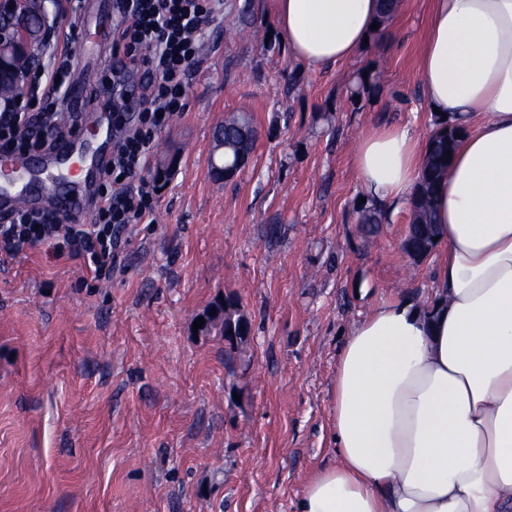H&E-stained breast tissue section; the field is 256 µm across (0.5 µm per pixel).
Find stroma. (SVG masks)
I'll return each instance as SVG.
<instances>
[{"label": "stroma", "instance_id": "obj_1", "mask_svg": "<svg viewBox=\"0 0 512 512\" xmlns=\"http://www.w3.org/2000/svg\"><path fill=\"white\" fill-rule=\"evenodd\" d=\"M224 3L145 172L155 221L123 236L111 282L43 247L0 265V512H295L335 461L330 390L353 325L434 293L435 256L401 249L409 205L359 232L354 165L372 125L433 130L430 0H400L355 59L318 71L290 54L273 0ZM95 53L75 41L67 85L103 96ZM233 112L258 138L224 182L207 165ZM227 296L251 323L235 350L193 331Z\"/></svg>", "mask_w": 512, "mask_h": 512}]
</instances>
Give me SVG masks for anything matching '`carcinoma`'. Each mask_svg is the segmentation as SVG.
<instances>
[{"mask_svg":"<svg viewBox=\"0 0 512 512\" xmlns=\"http://www.w3.org/2000/svg\"><path fill=\"white\" fill-rule=\"evenodd\" d=\"M216 132L224 135V160L227 163L236 159L240 146L244 145L250 150L254 147L255 130L251 116L246 113H237L225 119ZM458 132V128L448 123L438 122L429 139L426 162L411 201L412 220L402 243L403 251L415 263L427 258L436 247L433 241L437 236L433 198L438 184L448 171L445 152L454 149L457 143L455 134ZM381 215L382 205L374 201L371 206L359 209L358 224L365 233L373 234ZM210 330L224 336L233 349L246 341L251 327L248 319L240 313L237 302L226 297L224 315L210 324Z\"/></svg>","mask_w":512,"mask_h":512,"instance_id":"1","label":"carcinoma"}]
</instances>
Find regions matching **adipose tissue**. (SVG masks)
Instances as JSON below:
<instances>
[{
    "label": "adipose tissue",
    "mask_w": 512,
    "mask_h": 512,
    "mask_svg": "<svg viewBox=\"0 0 512 512\" xmlns=\"http://www.w3.org/2000/svg\"><path fill=\"white\" fill-rule=\"evenodd\" d=\"M307 67L353 59L381 0H274ZM426 101L462 128L434 197L433 296L378 304L337 360L336 462L296 512H512V0H431ZM427 146L378 125L355 168L381 202L410 201Z\"/></svg>",
    "instance_id": "ef3b65f1"
}]
</instances>
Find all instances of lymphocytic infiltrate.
I'll list each match as a JSON object with an SVG mask.
<instances>
[{"label":"lymphocytic infiltrate","mask_w":512,"mask_h":512,"mask_svg":"<svg viewBox=\"0 0 512 512\" xmlns=\"http://www.w3.org/2000/svg\"><path fill=\"white\" fill-rule=\"evenodd\" d=\"M114 26L118 65L105 70L110 93L126 95L130 74H141L138 109L132 115L112 114V154L99 174L92 223L78 224L58 211L16 209L0 221V264L10 263L36 246H46L53 260L78 262L83 277L111 280L118 269L123 235L152 221L156 185L146 179L156 138L186 106V75L202 51L204 35L224 0H121ZM47 42L50 67L30 68L26 89L6 111H0V153L28 152L51 146L54 139L74 134L76 120L55 116L59 76L69 65L70 41ZM51 130H44L48 116Z\"/></svg>","instance_id":"lymphocytic-infiltrate-1"}]
</instances>
